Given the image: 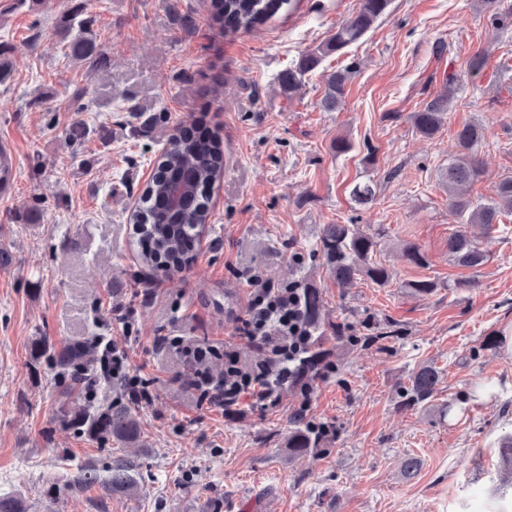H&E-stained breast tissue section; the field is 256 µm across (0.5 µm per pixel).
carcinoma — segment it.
I'll return each mask as SVG.
<instances>
[{
	"mask_svg": "<svg viewBox=\"0 0 512 512\" xmlns=\"http://www.w3.org/2000/svg\"><path fill=\"white\" fill-rule=\"evenodd\" d=\"M297 0H211L210 24L224 34L248 32L275 17L283 8L293 10ZM391 0H360L358 10L342 23L316 51L299 59L288 68L283 85L292 94L304 77L314 71L323 57L340 52L359 41L372 24L386 13ZM482 10L489 14L494 26L512 25V6L503 0H479ZM80 6L62 14L57 29L68 35L79 20ZM68 55L93 64L98 61V45L87 29L67 41ZM356 73L349 64L329 74L322 107L336 110L345 99L348 83ZM461 74L448 71L442 88L422 108L410 115L412 125L426 138H433L448 118V112ZM486 137L482 123L464 125L456 132L458 152L441 170L440 181L448 191V209L460 224H482L487 228L499 223L500 216L512 214V177L503 178L496 186L494 196L488 200H472L466 193L481 175L477 151ZM224 171V151L220 140L199 127L177 125L168 145L162 152L151 178L140 196L134 213V224L140 226L139 240L146 241L139 258L142 264L168 277L190 268L194 255L188 241L197 240L211 216L209 191ZM353 201L364 205L375 196L372 181L358 182L350 190ZM382 233L358 232L352 224L323 225L314 258L323 265L340 286H347L365 277L384 286L391 280L388 269L373 261L376 238ZM448 255L462 267L479 268L488 255L469 236L457 232L448 238ZM300 293L301 308L312 331V340L298 372L295 389L312 386L327 372L340 370L333 361L335 354L346 350L370 348L381 340L396 335L389 322L365 317L356 322L338 321L331 324L323 316L322 291L311 282H303ZM407 293L424 298L434 294L440 284L433 279L413 280L404 285ZM32 358L48 360L59 380L57 412L61 422L73 426L91 438L113 448H126L140 436L139 405L123 398V379L109 378L101 382L96 398L86 397L81 384L80 370H90L95 350L89 339L56 347L40 340L32 348ZM441 381L439 371L422 365L409 378L408 387L401 393L406 408H425L437 394ZM288 434L282 448L288 458L323 455L329 452L336 432L328 425L316 423L304 416L288 420ZM140 463L126 454H112L110 464L99 469L85 465L77 468L72 487L78 490L99 487L107 496H131L137 491L136 472Z\"/></svg>",
	"mask_w": 512,
	"mask_h": 512,
	"instance_id": "1",
	"label": "carcinoma"
}]
</instances>
